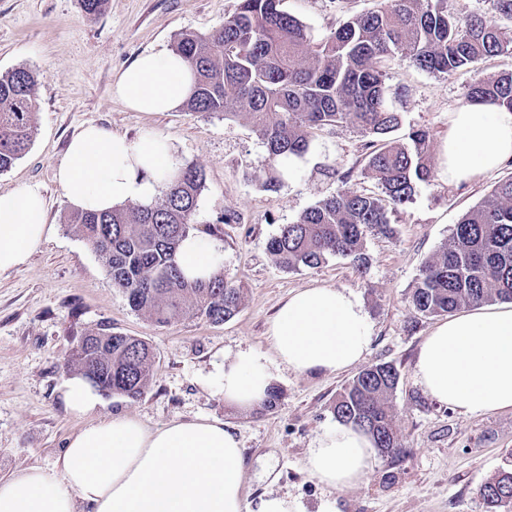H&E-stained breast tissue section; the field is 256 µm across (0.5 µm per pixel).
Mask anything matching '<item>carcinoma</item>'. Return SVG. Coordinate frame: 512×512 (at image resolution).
I'll list each match as a JSON object with an SVG mask.
<instances>
[{"mask_svg": "<svg viewBox=\"0 0 512 512\" xmlns=\"http://www.w3.org/2000/svg\"><path fill=\"white\" fill-rule=\"evenodd\" d=\"M451 0H381L356 13L320 41L281 8V0H241L232 16L207 35L184 33L178 51L191 65L196 85L187 107L194 112L244 117L275 159L303 155L314 131L348 125L366 139L364 174L377 185L344 190L303 212L267 243L285 271L316 268L333 256L365 266L369 231L393 233L389 211L412 199L432 177L430 131L411 128L406 141L392 138L402 115L389 98L391 63L436 75L498 56H512V0H488L484 13L458 15ZM38 74L17 68L0 75V171L27 151L36 108ZM491 99L512 109V72L471 86L466 101ZM204 174L194 164L155 204L77 212L70 226L102 260L129 306L163 326L179 317L220 323L241 305L240 285L220 272L207 281L186 279L178 266L182 239L193 224ZM512 301V176L492 198L467 211L451 236L419 270L411 294L424 317ZM154 355L143 340L104 323L77 341L64 370L88 378L106 396L136 399L153 374ZM399 382L390 363L373 365L339 393L336 419L369 434L378 453L404 452L388 405ZM485 512L512 505V468L478 490Z\"/></svg>", "mask_w": 512, "mask_h": 512, "instance_id": "1", "label": "carcinoma"}]
</instances>
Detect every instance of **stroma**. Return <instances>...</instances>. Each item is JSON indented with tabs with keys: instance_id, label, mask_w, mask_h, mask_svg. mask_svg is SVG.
I'll use <instances>...</instances> for the list:
<instances>
[{
	"instance_id": "1",
	"label": "stroma",
	"mask_w": 512,
	"mask_h": 512,
	"mask_svg": "<svg viewBox=\"0 0 512 512\" xmlns=\"http://www.w3.org/2000/svg\"><path fill=\"white\" fill-rule=\"evenodd\" d=\"M378 0H282L314 40ZM240 0H107L89 14L82 0H0V74L26 67L39 75L32 139L26 154L0 171V194L37 189L54 232L18 268L0 272V477L25 468H52L67 439L93 415L66 409L57 385L62 363L81 334L103 322L148 342L155 354L149 386L137 399L107 397L105 413H124L156 428L196 417L223 419L244 449V496L269 493L300 502L305 512H484L477 492L512 463V411L463 416L429 397L415 382L419 347L436 320L414 313L411 293L422 264L471 208L512 175V162L467 187L431 178L391 213L393 235L368 234L365 268L332 257L317 268L285 271L266 244L318 201L352 187L374 189L362 174L364 141L347 126L315 131L301 172L267 189L272 159L243 118L227 120L181 105L169 112H133L112 93L118 71L139 54L175 49L182 33L207 34ZM512 71V56L494 57L450 77L400 66L391 83L394 107L407 128L448 132V114L470 85ZM94 123L135 136L169 138L183 162L205 174L193 231L224 245L223 273L243 288L240 310L213 324L186 317L159 326L132 310L113 288L101 259L67 224L72 212L56 180L71 138ZM230 223H221V216ZM353 291L373 326L363 367L390 363L400 378L390 398L405 454L376 458L364 482L348 490L320 484L304 467L316 438L335 425L338 392L357 375L297 374L280 369L276 406L237 409L216 392L215 365L249 348L270 353L269 321L300 289ZM361 366V367H362Z\"/></svg>"
}]
</instances>
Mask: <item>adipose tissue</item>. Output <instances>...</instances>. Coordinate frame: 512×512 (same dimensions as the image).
Masks as SVG:
<instances>
[{
	"label": "adipose tissue",
	"mask_w": 512,
	"mask_h": 512,
	"mask_svg": "<svg viewBox=\"0 0 512 512\" xmlns=\"http://www.w3.org/2000/svg\"><path fill=\"white\" fill-rule=\"evenodd\" d=\"M193 71L178 52L140 54L120 70L113 94L135 112H169L189 98ZM438 179L471 184L512 161V109L491 101L458 107L439 147ZM182 166L176 146L154 134L129 137L85 127L57 166L68 203L81 211L149 206ZM52 233L38 190L0 194V271L24 265ZM178 262L185 277L208 279L224 264L223 245L191 233ZM265 355L248 349L224 359L215 374L227 405L249 408L267 395L275 371L336 373L358 364L372 326L352 291H296L272 319ZM416 383L463 416L512 410V305L464 311L437 323L414 365ZM58 391L67 408L97 414L67 442L52 469L31 467L0 479V512H301L277 494L248 507L243 453L234 432L217 418L175 420L149 428L127 414L99 415L100 392L80 374L63 375ZM376 449L350 425L324 431L309 448L307 471L322 485L347 489L363 482Z\"/></svg>",
	"instance_id": "adipose-tissue-1"
}]
</instances>
